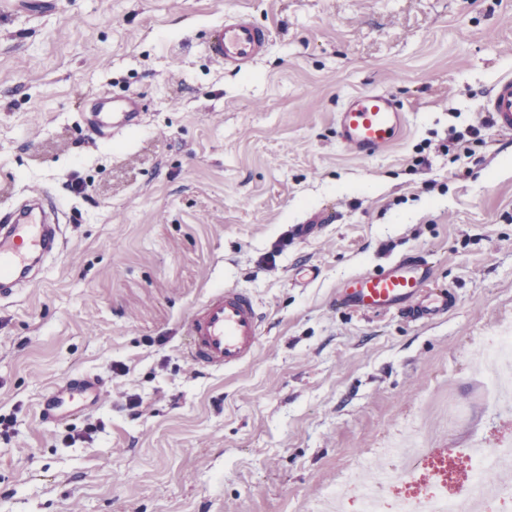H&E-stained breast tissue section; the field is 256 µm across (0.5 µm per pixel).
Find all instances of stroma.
<instances>
[{"label": "stroma", "mask_w": 512, "mask_h": 512, "mask_svg": "<svg viewBox=\"0 0 512 512\" xmlns=\"http://www.w3.org/2000/svg\"><path fill=\"white\" fill-rule=\"evenodd\" d=\"M231 14L269 31L247 70L204 52ZM504 76L512 0H0V210L48 191L66 238L0 299V512H314L350 472L405 482L384 440L512 432L468 368L512 326V134L469 132L471 94ZM371 89L408 126L363 159L336 112ZM102 96L142 121L88 138ZM417 251L448 314L332 305ZM224 286L265 322L248 365L205 371L184 322ZM78 374L93 404L42 421ZM445 399L468 411L452 430ZM98 382L91 377H75L64 386L54 388L43 398L39 407V416L44 422H58L68 416L62 411L66 402H76L84 407L83 400L89 392L95 391Z\"/></svg>", "instance_id": "1"}]
</instances>
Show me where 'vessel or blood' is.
Segmentation results:
<instances>
[{"label":"vessel or blood","instance_id":"vessel-or-blood-1","mask_svg":"<svg viewBox=\"0 0 512 512\" xmlns=\"http://www.w3.org/2000/svg\"><path fill=\"white\" fill-rule=\"evenodd\" d=\"M268 43L266 29L237 14L211 29L204 50L214 64L238 71L257 63ZM483 106L498 130L511 132L512 77L497 81L485 95ZM96 110V128L101 131L109 127L110 117L116 113L121 116V127L136 125L141 106L134 97L106 98ZM406 124L405 110L386 90L349 94L336 114L342 145L361 158L377 155L397 142ZM64 244L59 206L49 192L30 195L27 205L0 213V297L13 295L16 288L35 279ZM452 303V294L435 282L433 263L424 254L403 257L379 272L355 276L348 286L337 289L334 298L336 308L350 313H401L415 320L443 315ZM262 322L247 294L228 287L215 291L185 320V356L205 370L240 368L255 355ZM97 387L94 378L82 376L52 389L40 403L41 420H62L65 403L83 402Z\"/></svg>","mask_w":512,"mask_h":512}]
</instances>
